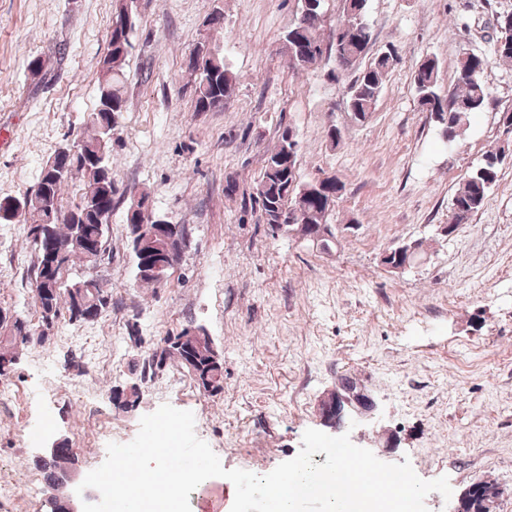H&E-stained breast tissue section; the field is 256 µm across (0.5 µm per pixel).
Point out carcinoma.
<instances>
[{
    "label": "carcinoma",
    "mask_w": 512,
    "mask_h": 512,
    "mask_svg": "<svg viewBox=\"0 0 512 512\" xmlns=\"http://www.w3.org/2000/svg\"><path fill=\"white\" fill-rule=\"evenodd\" d=\"M300 12L282 37V44L288 53L289 62L295 70H305L316 66L323 58L325 48L334 51L336 70L346 72L353 69L365 55L372 40L368 25L360 21L367 8V0H342L345 18L336 23L332 42L324 45L322 36L323 0H300ZM113 11L120 14L117 26L107 31V52L100 62L98 77L99 102L91 113L87 133L79 139L78 153L72 157L55 152L40 173L36 188L45 187L58 203L56 208L42 205L40 195L27 192L15 199L6 197L0 200V210H15V222L24 225L26 238L30 239L37 251L36 261L29 271V279L44 278L47 294L34 300L38 313V324L27 318L14 315L11 319L0 316V359L13 365L20 352L31 345H43L50 340L49 333L63 315L76 321L74 306L76 297L72 290L73 270L76 265L84 267L88 278L97 292V302L101 311H106L112 296L100 287L98 273L112 260V250L106 233L100 226L108 216L92 211V204L102 196L106 198L109 211L124 203L127 239L132 251L136 283L141 286H156L160 281L147 273L139 263L136 225L144 223L141 208L151 201L150 193L142 191L125 198L124 194L112 185V167L109 162L112 135L119 130V119L126 111L124 92L125 69L133 49V33L138 15L137 0H122L114 3ZM495 29L496 56L502 61L512 62V11L496 15ZM395 50L381 51L373 61L355 75L349 87L348 108L366 116L374 112L384 88L385 79L397 63ZM186 70L191 76L194 111L219 112L235 89V76L225 65L224 57L208 40L199 41L190 53ZM488 63L474 54L461 57L455 68L454 80L448 91L440 90V63L436 57L421 60L413 72V82L418 93L419 104L428 112L429 119L439 128H448L445 140L453 142L460 130L467 125L471 116L481 112L489 103L487 80ZM288 128L278 135L276 144L266 150L264 165L255 192L249 195L251 207L261 213L263 222L271 224L276 214L288 206L297 207L298 218L293 230L307 234L311 226L327 223L328 202L326 196L344 189L338 179H331L321 194L300 193L295 167L288 165ZM505 150L490 151L483 162L471 171L454 194L450 206V221L459 224L468 222L471 215L485 203L498 180V159ZM75 170L82 179L84 188L80 201L67 208L63 205V187L70 179L64 173L66 168ZM84 237L89 241H100L102 251L94 262L87 259L84 251L77 247V240ZM64 254L67 269L56 271L44 263L46 254L53 250ZM194 327L186 326L175 335L165 336L160 343L165 348H156L146 353L139 375L135 380L121 387L115 386L110 392L119 393L116 408L129 411L139 405L142 396L140 382L152 379L161 369L162 361L156 360L158 353L165 354L166 367L186 371L198 388L208 395H216L224 389V359L206 333L202 336V351L197 363L189 366L184 362L182 350L176 341L185 337L191 341Z\"/></svg>",
    "instance_id": "carcinoma-1"
}]
</instances>
